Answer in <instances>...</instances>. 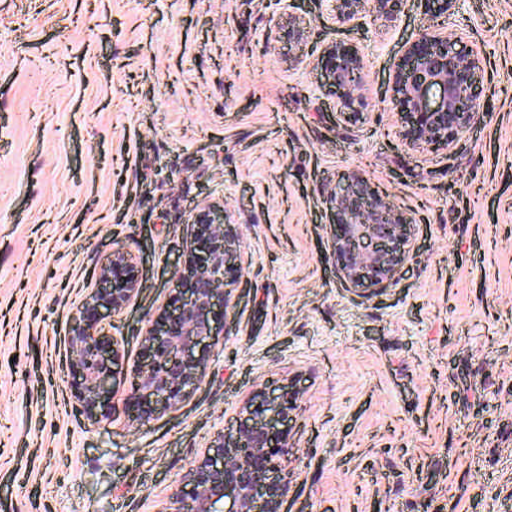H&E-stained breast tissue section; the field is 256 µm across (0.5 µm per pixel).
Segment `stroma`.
I'll list each match as a JSON object with an SVG mask.
<instances>
[{"instance_id":"stroma-1","label":"stroma","mask_w":512,"mask_h":512,"mask_svg":"<svg viewBox=\"0 0 512 512\" xmlns=\"http://www.w3.org/2000/svg\"><path fill=\"white\" fill-rule=\"evenodd\" d=\"M432 31L479 51L483 119L411 150L389 87ZM335 42L363 56L356 121L314 63ZM355 171L410 221L386 288L338 271L329 198ZM209 209L234 284L203 382L139 423L119 379L90 421L88 294L125 246L141 292L105 324L132 368ZM286 383L283 512H512V0L348 23L324 0H0V512H169L244 398Z\"/></svg>"}]
</instances>
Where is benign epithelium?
I'll list each match as a JSON object with an SVG mask.
<instances>
[{
  "mask_svg": "<svg viewBox=\"0 0 512 512\" xmlns=\"http://www.w3.org/2000/svg\"><path fill=\"white\" fill-rule=\"evenodd\" d=\"M336 18L354 19L358 0H326ZM406 0H373L374 10L396 17ZM317 60L326 64L329 85L338 93L340 111L349 119L366 103L356 91L364 81L358 50L338 43L324 46ZM480 59L472 48L459 47L442 33L424 34L407 43L395 66L390 92L399 116V135L414 149H447L483 117ZM336 213L334 251L342 278L359 288H384L410 254L408 224L403 215L386 205L382 192L370 178L352 174L340 192L330 198ZM193 224L205 233L208 247L199 251L198 236L186 241L185 265L194 269L189 280L175 272L176 288L156 317L148 320L143 337L146 363L133 369L130 399L154 396L171 408L180 404L202 382L206 355L194 348L212 338L213 300L228 299L226 263L233 253L224 225L209 214L196 215ZM128 250L113 252L112 264L102 275L103 286L89 294L90 305L114 314L137 296ZM73 372L76 398L84 412L98 414L105 384L123 367L117 339H109L98 319H82L72 328ZM298 396L288 387L273 399L261 391L240 409L245 423L234 433H223L213 453L203 457L188 473L192 494L175 496L170 512H211L221 499L232 500L227 512H282L296 472L294 448L288 433L275 430L268 413L286 421L298 410Z\"/></svg>",
  "mask_w": 512,
  "mask_h": 512,
  "instance_id": "benign-epithelium-1",
  "label": "benign epithelium"
}]
</instances>
